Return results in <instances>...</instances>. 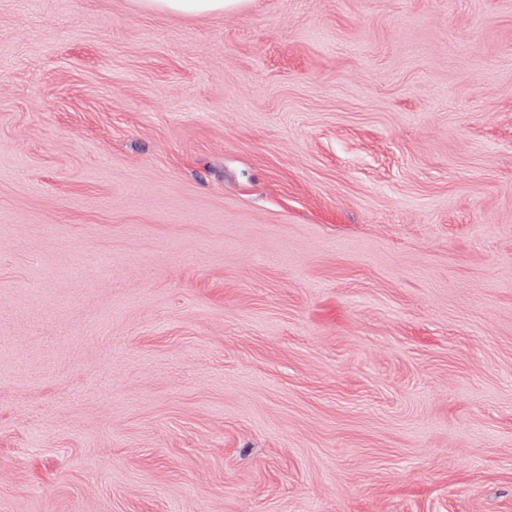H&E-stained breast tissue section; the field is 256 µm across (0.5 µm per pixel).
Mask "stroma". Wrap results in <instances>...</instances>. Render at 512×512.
I'll return each mask as SVG.
<instances>
[{
    "label": "stroma",
    "mask_w": 512,
    "mask_h": 512,
    "mask_svg": "<svg viewBox=\"0 0 512 512\" xmlns=\"http://www.w3.org/2000/svg\"><path fill=\"white\" fill-rule=\"evenodd\" d=\"M0 512H512V0H0ZM146 12L178 15H224L242 10L247 0H137Z\"/></svg>",
    "instance_id": "obj_1"
}]
</instances>
